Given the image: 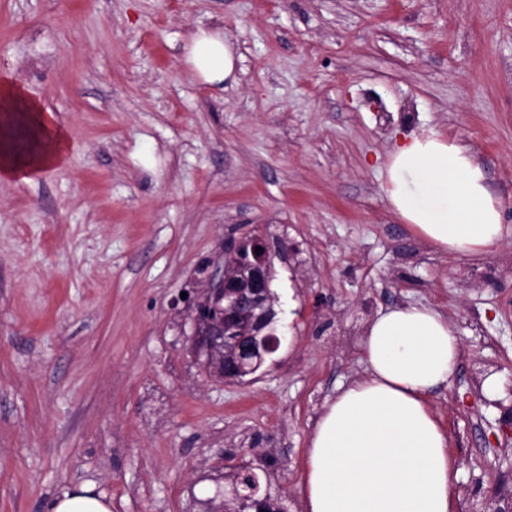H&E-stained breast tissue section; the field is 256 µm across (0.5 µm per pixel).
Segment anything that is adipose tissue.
I'll return each mask as SVG.
<instances>
[{"mask_svg":"<svg viewBox=\"0 0 512 512\" xmlns=\"http://www.w3.org/2000/svg\"><path fill=\"white\" fill-rule=\"evenodd\" d=\"M233 41L198 29L184 60L211 85L236 80ZM65 130L18 87L0 85V176L57 164ZM397 218L438 251L480 259L504 237L487 173L460 140L429 128L405 137L380 172ZM364 377L340 386L311 432L302 512H454L456 458L429 397L455 375L460 343L445 314L407 303L379 311L360 343Z\"/></svg>","mask_w":512,"mask_h":512,"instance_id":"obj_1","label":"adipose tissue"}]
</instances>
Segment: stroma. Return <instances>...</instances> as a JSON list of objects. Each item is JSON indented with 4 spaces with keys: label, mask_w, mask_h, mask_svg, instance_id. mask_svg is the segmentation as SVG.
Returning <instances> with one entry per match:
<instances>
[{
    "label": "stroma",
    "mask_w": 512,
    "mask_h": 512,
    "mask_svg": "<svg viewBox=\"0 0 512 512\" xmlns=\"http://www.w3.org/2000/svg\"><path fill=\"white\" fill-rule=\"evenodd\" d=\"M200 28L235 43L236 83L186 65ZM3 81L69 149L0 178V512L80 484L112 512H206L242 462L301 512L312 427L364 376L365 324L414 302L460 342L429 399L455 512L512 491V0H0ZM429 127L470 147L500 203L483 259L429 247L380 189L386 155ZM255 228L283 341L216 383L183 346L179 297Z\"/></svg>",
    "instance_id": "35a3bbf8"
}]
</instances>
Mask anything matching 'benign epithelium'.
I'll list each match as a JSON object with an SVG mask.
<instances>
[{"label":"benign epithelium","mask_w":512,"mask_h":512,"mask_svg":"<svg viewBox=\"0 0 512 512\" xmlns=\"http://www.w3.org/2000/svg\"><path fill=\"white\" fill-rule=\"evenodd\" d=\"M259 234L224 238L221 255L210 265L204 288L188 298L181 326H190L188 349L208 375L222 383L243 382L281 344L272 326L268 252Z\"/></svg>","instance_id":"obj_1"}]
</instances>
